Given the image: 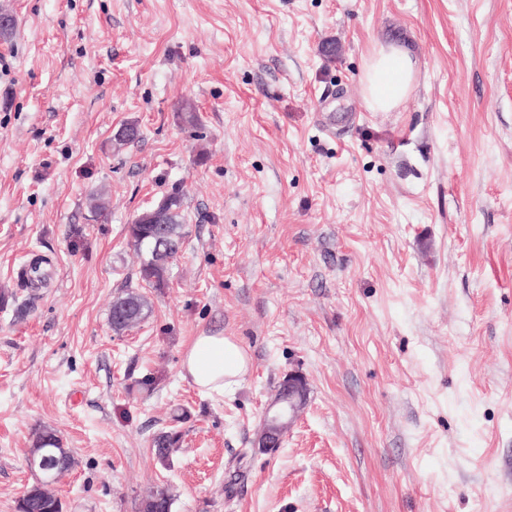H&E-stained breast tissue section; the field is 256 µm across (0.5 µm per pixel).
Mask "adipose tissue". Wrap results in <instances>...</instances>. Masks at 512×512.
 I'll list each match as a JSON object with an SVG mask.
<instances>
[{
  "label": "adipose tissue",
  "mask_w": 512,
  "mask_h": 512,
  "mask_svg": "<svg viewBox=\"0 0 512 512\" xmlns=\"http://www.w3.org/2000/svg\"><path fill=\"white\" fill-rule=\"evenodd\" d=\"M417 62L401 44H382L366 59L361 82L369 108L394 110L412 90ZM250 370V359L238 342L221 334L195 337L182 357V371L197 389L221 392L235 387Z\"/></svg>",
  "instance_id": "adipose-tissue-1"
}]
</instances>
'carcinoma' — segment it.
I'll return each instance as SVG.
<instances>
[{"instance_id": "obj_1", "label": "carcinoma", "mask_w": 512, "mask_h": 512, "mask_svg": "<svg viewBox=\"0 0 512 512\" xmlns=\"http://www.w3.org/2000/svg\"><path fill=\"white\" fill-rule=\"evenodd\" d=\"M183 189L174 186L161 199L164 210L161 224H135L127 227L130 244L140 256L139 279L149 287H167L171 265L182 250L186 233L181 224ZM151 310L148 298L140 292L128 289L116 297L110 310L112 330L123 333L142 322ZM30 455L49 460L50 468L41 474V481L26 487L16 501L15 512H64L61 498L53 485L75 464L70 449L63 447L56 432L39 425L31 430ZM181 442V433L173 428L160 430L152 438V447L158 461L165 465L174 448ZM173 496L166 487H158L144 496L139 512H171Z\"/></svg>"}]
</instances>
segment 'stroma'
<instances>
[{"label":"stroma","mask_w":512,"mask_h":512,"mask_svg":"<svg viewBox=\"0 0 512 512\" xmlns=\"http://www.w3.org/2000/svg\"><path fill=\"white\" fill-rule=\"evenodd\" d=\"M0 3V512L38 424L75 458L66 512L163 486L172 512H512V0ZM386 43L418 74L374 112L360 77ZM175 184L183 253L115 333L127 226ZM217 332L251 359L221 395L181 370ZM294 370L308 404L260 452ZM181 433L173 428L160 430L152 438L154 454L161 464H167L174 448L181 442Z\"/></svg>","instance_id":"obj_1"}]
</instances>
